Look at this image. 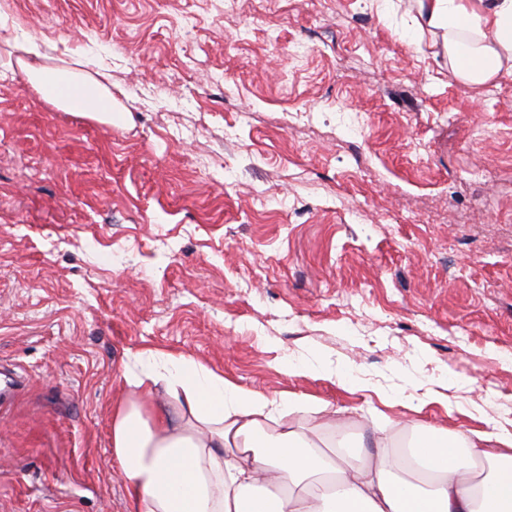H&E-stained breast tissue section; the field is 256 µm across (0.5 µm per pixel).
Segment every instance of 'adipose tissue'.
<instances>
[{
    "label": "adipose tissue",
    "mask_w": 512,
    "mask_h": 512,
    "mask_svg": "<svg viewBox=\"0 0 512 512\" xmlns=\"http://www.w3.org/2000/svg\"><path fill=\"white\" fill-rule=\"evenodd\" d=\"M418 22L441 32L470 88L512 77V0H416ZM45 105L111 119L112 88L91 73L46 65L39 43L8 32ZM112 405L111 446L129 512H512V434L421 431L410 446L348 451L345 433L322 443L295 413L331 415V403L267 397L194 358L135 357Z\"/></svg>",
    "instance_id": "1"
}]
</instances>
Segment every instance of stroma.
I'll list each match as a JSON object with an SVG mask.
<instances>
[{"instance_id": "1", "label": "stroma", "mask_w": 512, "mask_h": 512, "mask_svg": "<svg viewBox=\"0 0 512 512\" xmlns=\"http://www.w3.org/2000/svg\"><path fill=\"white\" fill-rule=\"evenodd\" d=\"M0 9L49 65L94 50L113 108L42 105L0 43V384L28 377L0 512H126L112 405L145 352L353 435L364 409L391 448L512 433V78L464 86L412 0Z\"/></svg>"}]
</instances>
